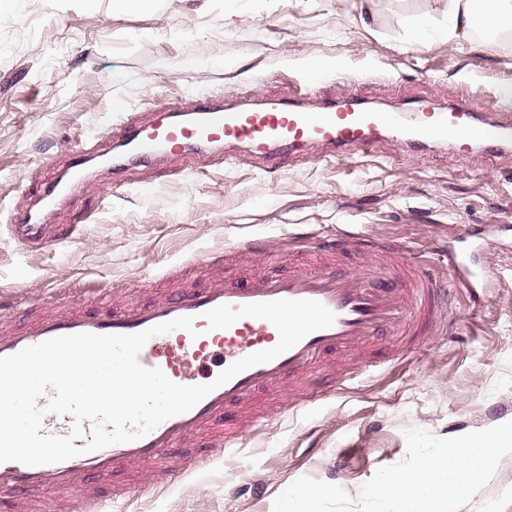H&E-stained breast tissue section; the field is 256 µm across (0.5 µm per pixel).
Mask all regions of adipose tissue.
<instances>
[{
  "label": "adipose tissue",
  "mask_w": 512,
  "mask_h": 512,
  "mask_svg": "<svg viewBox=\"0 0 512 512\" xmlns=\"http://www.w3.org/2000/svg\"><path fill=\"white\" fill-rule=\"evenodd\" d=\"M439 11L447 27H439L432 17H419L411 29L416 43L443 39L457 44L479 30L496 32L512 26V0H439Z\"/></svg>",
  "instance_id": "ef3b65f1"
}]
</instances>
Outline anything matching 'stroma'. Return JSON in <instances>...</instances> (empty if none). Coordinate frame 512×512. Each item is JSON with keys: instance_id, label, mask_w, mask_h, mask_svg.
I'll return each instance as SVG.
<instances>
[{"instance_id": "1", "label": "stroma", "mask_w": 512, "mask_h": 512, "mask_svg": "<svg viewBox=\"0 0 512 512\" xmlns=\"http://www.w3.org/2000/svg\"><path fill=\"white\" fill-rule=\"evenodd\" d=\"M374 21L337 11L336 0H159L139 14L99 0H10L0 8V211L61 176L92 133L111 126L115 103L162 112L192 89L243 100L246 91L285 97L316 82L329 100L360 98L379 111L427 101L448 106L457 91L485 99V119L512 89V46L472 37L419 45L412 21L434 0H375ZM187 58L198 69L181 68ZM185 159L153 186L155 170L131 167L139 192L113 196L112 173L93 167L78 202L44 211L77 237L44 250L0 231V319L23 328L56 289H111L128 307L172 295L203 273L174 281L165 269L248 238L284 250L298 269L324 241L364 238L402 247L456 302L422 343L375 337L362 358L339 351L296 381L286 402L271 390L253 406L271 415L238 451L216 454L187 476L143 490L139 473L101 481L122 488L102 512H272L274 498L309 476L358 498L383 466L407 453L404 432L452 437L512 420V148L398 146L383 140L339 161L321 148L276 171L245 149ZM470 259L490 276L470 296L448 275V259Z\"/></svg>"}]
</instances>
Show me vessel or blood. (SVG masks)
Masks as SVG:
<instances>
[{
    "instance_id": "obj_1",
    "label": "vessel or blood",
    "mask_w": 512,
    "mask_h": 512,
    "mask_svg": "<svg viewBox=\"0 0 512 512\" xmlns=\"http://www.w3.org/2000/svg\"><path fill=\"white\" fill-rule=\"evenodd\" d=\"M317 94L311 85L288 98L254 106L219 102L209 92L198 90L188 93L162 119L136 121L117 112L107 134L131 149L143 164L183 159L218 146L230 149L244 145L271 169L291 153L310 146L323 147L337 159L354 150H367L382 138L407 144H477L490 152L512 145V113H498L491 122L480 120L484 102L476 96H462L442 110L427 106L407 115L377 112L356 99L312 104ZM9 223L15 239L30 247H59L77 233L73 225L48 231L46 225L35 223L31 207L21 204L11 210ZM235 250L242 256L259 254L267 271L243 283L225 274L216 275L204 287L185 289L128 310L107 307L106 292L97 288L88 290L79 304L59 298L24 330L1 331L0 357L63 335L132 334L190 316L198 337L181 329L154 336L140 351L139 361L145 367L160 368L173 382L196 385L213 379L212 374L196 371L211 349L223 350L224 362L229 365L272 348L279 340L273 324L251 317L227 329H209L204 314L216 306L315 300L335 313L333 325L309 334L274 360L245 370L191 410L164 421L140 439L59 463H0V498L14 506L35 490L49 487L61 494L83 495L85 512H101L105 496L95 486L96 478L118 467L152 466L163 470L166 480H173L189 470L185 462L175 468L168 466L175 449L189 443L199 448H232L244 427L260 426V419L245 423L229 415L231 409L250 403L257 390L281 388L296 373L318 364L321 355L361 348L381 328H391L396 335L414 341L431 334L437 326L440 305L436 282L403 251L347 238L322 247L327 260L320 268L279 274L269 269L278 258L269 247L242 240ZM352 251L362 254L361 263L352 268L339 266L338 257Z\"/></svg>"
}]
</instances>
